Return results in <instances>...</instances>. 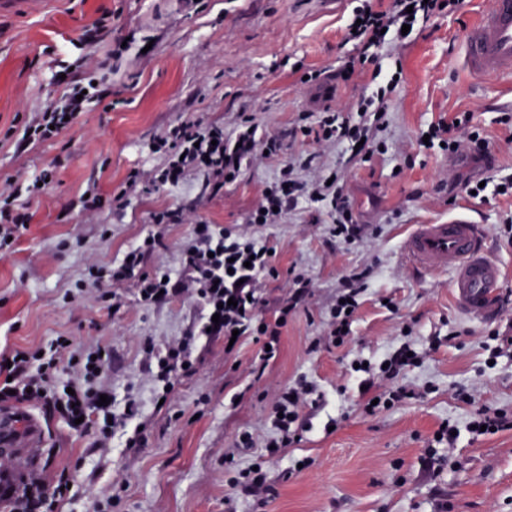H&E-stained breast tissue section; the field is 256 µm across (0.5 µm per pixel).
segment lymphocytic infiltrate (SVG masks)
Segmentation results:
<instances>
[{
    "instance_id": "lymphocytic-infiltrate-1",
    "label": "lymphocytic infiltrate",
    "mask_w": 512,
    "mask_h": 512,
    "mask_svg": "<svg viewBox=\"0 0 512 512\" xmlns=\"http://www.w3.org/2000/svg\"><path fill=\"white\" fill-rule=\"evenodd\" d=\"M458 2L389 0L387 5L375 7L370 0H362L352 12L346 38L357 42L362 62L372 65L375 88L357 101L356 120L343 119L325 110L314 120L295 127L294 137L310 136L345 144L351 158L363 162L383 152L385 143L376 134L386 123L387 100L399 87L402 70L398 67L383 70L376 50L390 43L404 42L403 24L413 19L427 20L445 9L455 10ZM122 55L120 43H113L106 57L92 69L88 68L85 56H77L66 74L62 91L48 94L41 110L25 124L21 145L50 139L55 133L71 128L90 102L104 100L112 64ZM466 128L472 133L471 159L490 161V141L480 128L473 126L470 113H456L451 121L429 125L426 132L430 144L443 145L445 152L452 154L458 150L460 130ZM260 148L276 157L281 154L283 143L278 138L258 141L250 117H243L228 132L219 125L184 122L154 139L152 149L163 158L155 180L163 185H175L202 171L212 180L214 189L219 190L230 179L240 178L244 165ZM298 170V164L290 161L281 167L277 177L264 188L259 204L248 210V223H281L304 198L313 203L330 202L333 222L328 226V234L331 238L350 243L367 232V225L359 223L338 183L330 184L322 178L308 184L299 179ZM55 173V166H48L40 171L36 181L0 194L1 253L11 251L27 230L32 219L30 201L42 194V181L54 178ZM151 221L157 230L149 241L131 247L117 263L98 266L95 272L89 273L87 285L116 310L120 309L121 300L113 289L131 280L136 283L141 304L146 306L158 305L160 298L179 295L185 286L193 287L203 312L201 324L192 326L185 336L165 348L150 343L143 348L144 368L159 387L156 399H163L164 388L197 374L200 358L195 353V339L206 334L227 341L236 333L253 337L263 347L256 370L264 372L280 349L284 319L296 312L306 296L308 278L300 273L294 275L291 292L280 307L277 320H269L259 310V289L263 280L277 276L278 270L267 245L230 228L200 223L180 250V277H167L160 271L147 273L143 270L146 257L162 245L169 225L181 223V212L173 208L159 209L152 214ZM367 276V270L362 269L343 277L328 306V344L341 347L348 343V330L360 307ZM411 350V344L406 342L385 354L380 362L358 367L364 389L361 408L365 415L374 416L419 398V391L401 382L407 368L419 361ZM111 361V351L105 350L102 344L79 346L67 336L56 337L40 349L17 347L0 353V405L40 404L67 424L75 423L80 430L91 432L96 447L108 448L113 433L125 428L139 411V403L133 398L120 413L101 404L102 372ZM378 378L391 381V388L373 392L372 386ZM314 391L312 384L301 379L280 393L269 415L272 431L266 439L267 445L288 448L301 442L311 428L309 419L301 413L303 400ZM455 397L470 407L468 423L473 427V436H481L486 427L499 432L512 430V409L476 405L470 391L463 387ZM253 445L250 433H240L234 450L224 455V467L234 472L232 485L238 493L260 499L272 489L265 462L242 467L236 459L237 453L248 452ZM71 481L69 471L64 468L55 470L48 479L23 477L0 485V499L7 501L10 512H57L60 503L70 496L67 485Z\"/></svg>"
}]
</instances>
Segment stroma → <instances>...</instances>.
I'll list each match as a JSON object with an SVG mask.
<instances>
[{
  "mask_svg": "<svg viewBox=\"0 0 512 512\" xmlns=\"http://www.w3.org/2000/svg\"><path fill=\"white\" fill-rule=\"evenodd\" d=\"M355 0H48L38 16H0V133L22 124L55 90L56 71L79 52L82 27L100 12L115 14L112 38L132 44L112 74V107L93 103L78 122L53 140L18 152L0 142V187L24 180L61 160L49 188L31 203L33 219L13 252L0 255V352L38 346L58 336L101 343L112 351L109 386L116 407L127 396L140 401L137 423L148 441L137 454L115 436L109 452L93 438L69 429L41 406L0 407V420L16 427L35 423L33 446L5 463L15 474L49 477L69 468L75 495L58 512H93L92 503L120 493L112 512H435L438 496L450 512H512V431L472 438L465 432L466 405L452 397L468 388L479 404L512 408V351L488 363L482 347L489 331L512 336V247L501 239L512 216V198L469 197L464 184L482 178L497 184L512 178V129L500 124L512 113V88L495 80H475L463 65L464 33L488 0H460L453 13L420 24L411 44L387 49L385 67L402 65L404 83L387 106L379 137L385 153L371 161L351 160L345 145L295 139L302 113L330 108L350 115L359 96L370 91L371 66L345 38ZM333 74L350 68L347 81L331 88L301 83L295 62ZM458 112L471 113L495 154L494 165L464 155L448 156L420 145L418 134ZM252 117L257 139L284 141L277 158H257L235 184L217 194L204 191V174L177 186L158 187L148 178L160 165L151 142L166 128L186 121L232 129ZM312 161L303 179L335 172L359 220L375 233L351 242L331 239L327 203L300 201L283 223L259 229L246 224L282 164ZM144 182L128 189L131 171ZM97 181L113 203L85 215L78 201L88 181ZM180 206L182 223L168 227L165 245L147 261L146 271L178 273V254L194 224L206 221L256 236L274 246L279 277L260 289L261 311L275 318L291 286L290 270L306 273L311 295L283 329L281 350L264 374L252 371L259 346L239 341L225 354L220 339L200 338L199 373L175 384L168 409L156 407L142 369L145 343L164 345L183 336L200 311L188 296L161 305H140L134 282L118 287L123 305L112 311L94 294L76 293L93 264L121 259L151 231L153 211ZM465 214L483 225L490 254L505 271L504 310L490 323L463 317L449 295V275L425 274L403 258L404 237L418 224H434ZM367 268L371 276L364 302L343 348L308 347L324 335L326 307L342 278ZM392 298L395 310L382 307ZM411 335H404V327ZM453 341L434 347L436 335ZM412 339L422 361L404 384L424 390L371 417L361 410L359 381L346 372L352 359L373 358ZM314 382L325 403L311 413L313 427L294 448H283L267 463L276 493L265 503L238 496L224 454L237 434L254 438L250 464L264 452L265 416L277 391L299 377ZM461 426L453 450L455 468L430 479L419 459L427 439L443 420ZM309 459L301 473L296 461Z\"/></svg>",
  "mask_w": 512,
  "mask_h": 512,
  "instance_id": "obj_1",
  "label": "stroma"
}]
</instances>
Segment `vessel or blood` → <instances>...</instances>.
Masks as SVG:
<instances>
[{
  "mask_svg": "<svg viewBox=\"0 0 512 512\" xmlns=\"http://www.w3.org/2000/svg\"><path fill=\"white\" fill-rule=\"evenodd\" d=\"M463 61L473 77L512 80V0H489L467 31ZM403 254L417 270L451 272V299L465 317L483 321L496 315L505 277L484 247L481 225L464 217L416 225L404 239ZM37 434L36 425L19 431L6 421L0 423V446L21 448Z\"/></svg>",
  "mask_w": 512,
  "mask_h": 512,
  "instance_id": "vessel-or-blood-1",
  "label": "vessel or blood"
}]
</instances>
